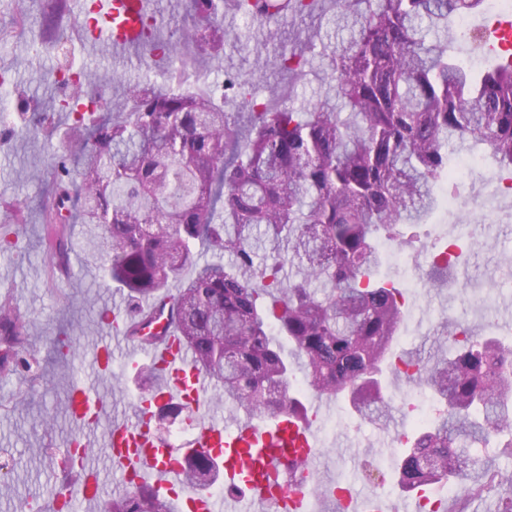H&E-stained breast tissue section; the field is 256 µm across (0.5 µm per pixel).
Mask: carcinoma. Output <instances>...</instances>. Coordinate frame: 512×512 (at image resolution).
Here are the masks:
<instances>
[{
    "label": "carcinoma",
    "mask_w": 512,
    "mask_h": 512,
    "mask_svg": "<svg viewBox=\"0 0 512 512\" xmlns=\"http://www.w3.org/2000/svg\"><path fill=\"white\" fill-rule=\"evenodd\" d=\"M313 2L191 0L192 21L165 51L190 64L224 45V14L302 17ZM483 3L335 0L330 92L310 109L295 107L292 93L312 74L311 41L279 57L288 84L261 104L254 95L218 105L207 91L184 93L179 68L165 88L127 86L107 111L86 114L72 111L84 95L80 74L63 105L76 176L71 188L54 187L44 223L54 264L68 259L67 225L89 224L92 253L112 281L139 299L172 298L195 365L246 417L290 419L313 394L381 420L390 411L386 377L428 390L440 409L405 436L397 487L461 483L463 504L495 487L498 512H512V475L496 456L472 453L493 437L497 456L512 461V345L456 322L445 329L450 346L428 358L397 351L404 295L381 277L379 247L439 206L448 148L481 146L512 171V62L474 73L448 42L454 22ZM67 7L54 0L46 35ZM198 246L215 260L199 262ZM287 261L298 277H282ZM455 261L451 252L434 259L430 282L447 279ZM26 335L24 318L1 302L0 371L20 367L33 386L40 376L20 356ZM52 352L68 361L73 338L56 337ZM218 482L211 457L186 464L188 488ZM100 512L170 510L152 491L128 488Z\"/></svg>",
    "instance_id": "obj_1"
}]
</instances>
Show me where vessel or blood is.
Returning a JSON list of instances; mask_svg holds the SVG:
<instances>
[{
    "instance_id": "1",
    "label": "vessel or blood",
    "mask_w": 512,
    "mask_h": 512,
    "mask_svg": "<svg viewBox=\"0 0 512 512\" xmlns=\"http://www.w3.org/2000/svg\"><path fill=\"white\" fill-rule=\"evenodd\" d=\"M155 0H71L72 17L89 21L91 29L82 41L92 48L108 51H129L141 42L139 19L152 14ZM142 312L152 313V337L133 343L130 362L147 358L163 371L166 384L151 398L140 400L133 418L112 417V402L99 389L79 385L73 390L71 412L83 425L80 443H87L86 433L100 422L111 428L103 443L115 467L125 479L147 486L153 493L164 495L179 484L183 466L189 460L209 453L221 460L220 478L224 486H244L252 512H318L319 503L309 496L306 485L292 478L280 445L299 449L307 458L318 454L317 435L306 419L251 420L234 431L224 429L223 421L214 419L203 402L212 386V379L198 370L191 352L178 339L171 313H159L154 302L144 301ZM190 404L196 424L180 447H173L149 431L145 418L164 405ZM245 448L262 449L257 464L259 475L243 480L239 454ZM77 483L81 488L82 512H93L99 495V473L86 458L76 463ZM239 500L230 496L218 501L211 493L196 492L178 503L180 512H238ZM423 505L421 493H413L399 501L385 498L371 500L346 495L341 501L343 512H419Z\"/></svg>"
}]
</instances>
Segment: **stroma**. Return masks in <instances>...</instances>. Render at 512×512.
I'll use <instances>...</instances> for the list:
<instances>
[{
	"mask_svg": "<svg viewBox=\"0 0 512 512\" xmlns=\"http://www.w3.org/2000/svg\"><path fill=\"white\" fill-rule=\"evenodd\" d=\"M50 0H0V30L8 45L0 49V76L15 107L13 121L0 125V224L12 227L9 248L0 247V301L29 322L25 349L40 363L43 382L29 388L24 373H0V512H21L24 503L45 505L70 488L71 480L58 460L80 431L71 414L73 386L91 385L112 396V413L132 415L141 387L127 365L128 347L112 341V368L98 371L93 360L105 339L102 319L133 302L126 290L102 285L103 270L90 257V229L70 225L73 249L67 272L48 277L50 264L46 226L40 211L53 204L50 191L58 170V141L32 129L31 106L54 114L57 129L67 117L58 112L70 90L58 80L63 61L75 60L81 71L98 80L89 95L110 99L121 85H164L166 73L149 54L114 57L83 48L80 27L62 15L53 43L42 45L40 22ZM332 4H324L320 23L282 17L266 28L237 17L220 58L204 55L199 74L216 86L236 78L244 86L260 82L275 86L278 59L310 37L330 43L334 28ZM492 162L481 149L465 151L460 175L447 203L427 223L404 229L410 244L399 247L383 241V275L402 288L408 313L401 329L400 349L428 356L438 344L442 321H464L481 335L504 336L501 324L512 319V195L500 193L498 179L484 178ZM476 238L474 252L460 257L459 282L449 288H431L426 273L438 247ZM71 329L78 351L68 364H57L50 341L62 329ZM392 410L382 422L361 420L348 402L338 400L317 414L313 426L322 443L310 467L320 483L332 482L359 496L372 492L374 480H383L387 497L399 494L392 465L393 438L410 432V405L424 408L432 402L420 387L400 380L392 383Z\"/></svg>",
	"mask_w": 512,
	"mask_h": 512,
	"instance_id": "obj_1",
	"label": "stroma"
}]
</instances>
